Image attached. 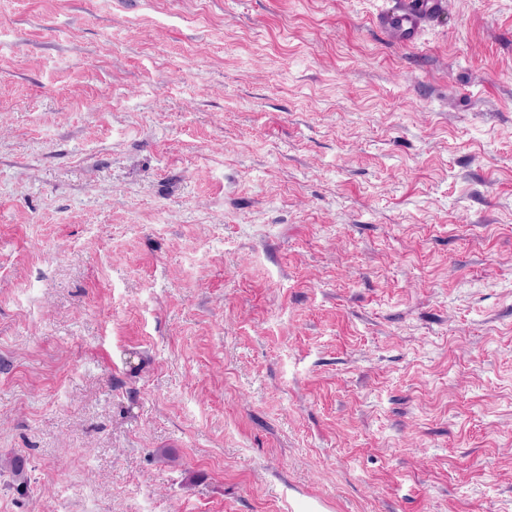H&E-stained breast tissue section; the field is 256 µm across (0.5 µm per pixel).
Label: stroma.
Returning <instances> with one entry per match:
<instances>
[{
    "mask_svg": "<svg viewBox=\"0 0 512 512\" xmlns=\"http://www.w3.org/2000/svg\"><path fill=\"white\" fill-rule=\"evenodd\" d=\"M387 2L0 0V512H512V0ZM391 0L382 15L384 25L395 27L405 40H412L420 24L440 6V0Z\"/></svg>",
    "mask_w": 512,
    "mask_h": 512,
    "instance_id": "35a3bbf8",
    "label": "stroma"
}]
</instances>
